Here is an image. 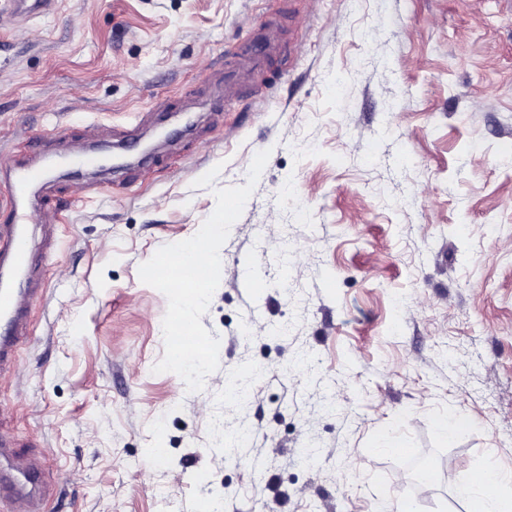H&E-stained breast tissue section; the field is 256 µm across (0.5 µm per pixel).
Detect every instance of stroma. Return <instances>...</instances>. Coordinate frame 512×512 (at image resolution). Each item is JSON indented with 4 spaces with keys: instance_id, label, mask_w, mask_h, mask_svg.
<instances>
[{
    "instance_id": "stroma-1",
    "label": "stroma",
    "mask_w": 512,
    "mask_h": 512,
    "mask_svg": "<svg viewBox=\"0 0 512 512\" xmlns=\"http://www.w3.org/2000/svg\"><path fill=\"white\" fill-rule=\"evenodd\" d=\"M5 34L13 161L155 140L38 189L55 245L0 427L46 512H467L462 481L512 470V0H58ZM261 39L273 64L240 56ZM263 150L190 392L153 370L168 301L139 267Z\"/></svg>"
}]
</instances>
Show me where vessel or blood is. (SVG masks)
Wrapping results in <instances>:
<instances>
[{"label":"vessel or blood","mask_w":512,"mask_h":512,"mask_svg":"<svg viewBox=\"0 0 512 512\" xmlns=\"http://www.w3.org/2000/svg\"><path fill=\"white\" fill-rule=\"evenodd\" d=\"M55 0H0V6L29 20L53 10ZM32 162L18 165L0 162V185L4 186L14 220L0 226V380L13 376L22 343L29 307L41 296L34 282V254L28 239L29 211L34 203L30 191L46 178L45 147H37ZM14 435L0 428V512H43L48 480L40 464L22 457Z\"/></svg>","instance_id":"obj_1"}]
</instances>
